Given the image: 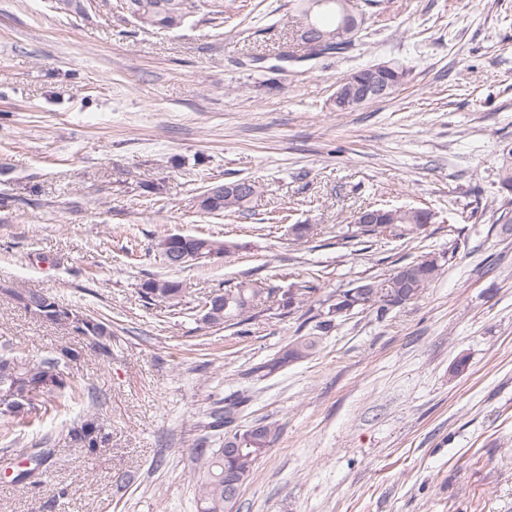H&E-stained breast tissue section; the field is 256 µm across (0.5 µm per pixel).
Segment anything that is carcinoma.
<instances>
[{
  "label": "carcinoma",
  "instance_id": "carcinoma-1",
  "mask_svg": "<svg viewBox=\"0 0 512 512\" xmlns=\"http://www.w3.org/2000/svg\"><path fill=\"white\" fill-rule=\"evenodd\" d=\"M120 8L129 16H138L137 25L158 30L174 29L182 26L190 17L207 10L210 20L224 19V0H121ZM317 28L321 32L332 33L339 25L336 11L328 7H317L312 13ZM409 71L401 65H392L391 95H396L408 82ZM250 191L245 195L229 198L219 191L207 196L200 209L208 214L219 215L226 211L242 208L255 195L257 187L253 180H248ZM493 210L494 223L504 225L505 230L512 231V198H503L499 202H490ZM436 220V212L428 207L385 208L382 223L358 224L349 238L360 237L392 239H417L420 232L415 230L418 224H432ZM182 245L202 256L199 263L206 262L211 253L229 256L237 245L231 241H220L210 237L197 235L185 236ZM412 276L416 288L411 300H417L429 286L442 275V264L435 257L424 256L416 261L403 265ZM297 289L295 300L282 299V307L291 310L306 302L310 294L318 290L313 282L302 280L295 283ZM275 293V289L258 280L240 282L234 286L223 288L224 312L221 315L225 326L236 327L245 325L255 316V311L265 306ZM139 294L146 306H178L183 297L182 284L169 278H149L140 283ZM349 290H338L322 301L326 309L315 315L316 324L312 332L304 336H296L272 358L263 361L248 371L254 378H265L281 370L291 363L309 358L322 341L323 336L335 327V322L343 315L331 314L337 296H347ZM94 323L90 331L91 341L108 354L109 347L105 341L112 339V328L100 319H91ZM80 356V352L71 347H62L49 356H30L12 345L0 349V391L11 393L12 399L0 402V434H9L16 428L28 427L33 418L39 414H47L61 408V399L75 401L84 395L70 378L64 374L65 364ZM41 377L49 381L40 395L33 397L32 378ZM240 402L234 400L224 403L209 413V422L205 428L214 431L236 420ZM281 428L274 422L266 423L265 434L257 436L244 433L241 435L239 447L242 455L231 459L224 458V447L211 448L205 440L195 443L193 459L197 466L194 497L199 512H227L225 504L224 471L235 468L243 473L245 479L253 475L254 467L277 441ZM73 435L87 444L91 450L97 448V427L94 421H86L81 429L73 430Z\"/></svg>",
  "mask_w": 512,
  "mask_h": 512
}]
</instances>
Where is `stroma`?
<instances>
[{
	"label": "stroma",
	"instance_id": "1",
	"mask_svg": "<svg viewBox=\"0 0 512 512\" xmlns=\"http://www.w3.org/2000/svg\"><path fill=\"white\" fill-rule=\"evenodd\" d=\"M352 6L359 36L311 59L297 0H225L223 22L168 32L117 0L82 15L0 0V342L79 350L68 372L101 395L6 441L0 512H196L192 445H218L203 425L238 393V425L281 433L234 512H512V233L482 213L512 148V0ZM380 63L408 68L405 88L336 111L337 82ZM240 178L259 186L245 207L199 212L205 186ZM367 206L439 219L415 241L344 240ZM292 222L314 236L294 242ZM164 232L238 249L173 270L152 249ZM428 254L443 273L418 300L354 310L262 380L248 369L310 330L307 309L243 330L199 319L227 284L324 296ZM150 276L181 281L180 313L144 307ZM29 288L109 320L111 354L8 296ZM90 418L93 451L69 436Z\"/></svg>",
	"mask_w": 512,
	"mask_h": 512
}]
</instances>
